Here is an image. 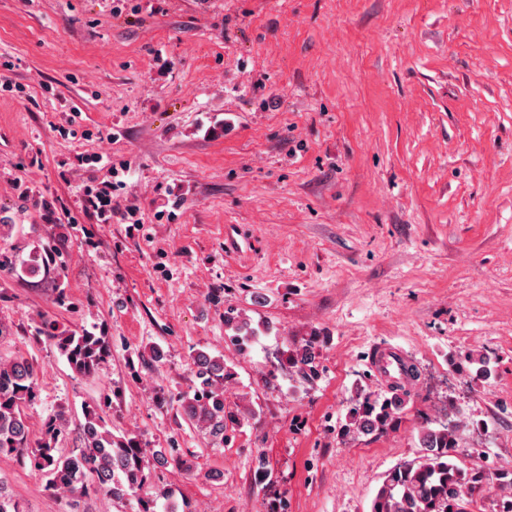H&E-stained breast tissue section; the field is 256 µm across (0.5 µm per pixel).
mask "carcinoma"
<instances>
[{
  "mask_svg": "<svg viewBox=\"0 0 512 512\" xmlns=\"http://www.w3.org/2000/svg\"><path fill=\"white\" fill-rule=\"evenodd\" d=\"M60 257L58 250L44 248L34 262L44 274H57L64 267ZM34 339L55 347L74 374L82 378L97 374L111 357L107 337L84 329L61 330L47 315L40 316ZM319 343V337L310 336L295 346L287 357L288 367L304 376L316 373ZM191 360L197 384L188 393L170 395L169 401L177 403L184 422L204 428L222 442L229 420L221 392L228 376L224 361L202 351L191 355ZM37 390V370L27 358L0 361V457L29 461L34 470L47 477L50 489L70 495L76 503L102 495L117 502L134 500L136 512H155L154 499L140 496V490L156 469L171 461L180 462L179 449L172 447L166 455H150L137 440L115 436L106 420L111 407L106 398L99 404L84 405V447L67 453L58 447L66 433L62 411L45 419L40 438H32L25 409L35 400ZM409 394L401 386L384 394L358 389L340 429L341 437L355 440L394 429L404 414ZM463 433L464 426L449 413L438 429L421 426L423 456L401 463L385 475L371 512H467L473 495L490 484L508 491L497 500L496 512H512V470H500L491 476L478 464L461 467ZM0 512H21L1 476Z\"/></svg>",
  "mask_w": 512,
  "mask_h": 512,
  "instance_id": "obj_1",
  "label": "carcinoma"
}]
</instances>
